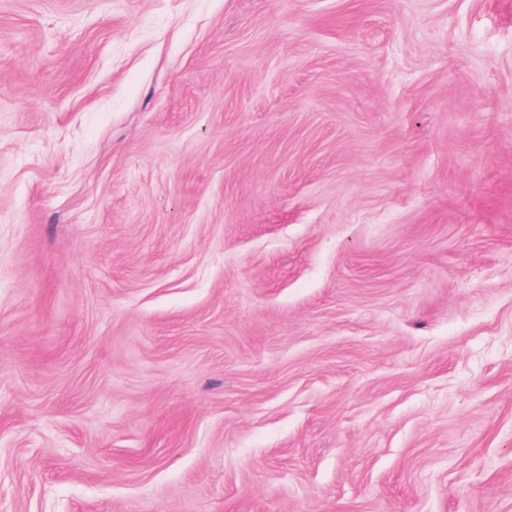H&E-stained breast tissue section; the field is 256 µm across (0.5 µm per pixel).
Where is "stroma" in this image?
Listing matches in <instances>:
<instances>
[{
    "instance_id": "35a3bbf8",
    "label": "stroma",
    "mask_w": 512,
    "mask_h": 512,
    "mask_svg": "<svg viewBox=\"0 0 512 512\" xmlns=\"http://www.w3.org/2000/svg\"><path fill=\"white\" fill-rule=\"evenodd\" d=\"M0 512H512V0H0Z\"/></svg>"
}]
</instances>
